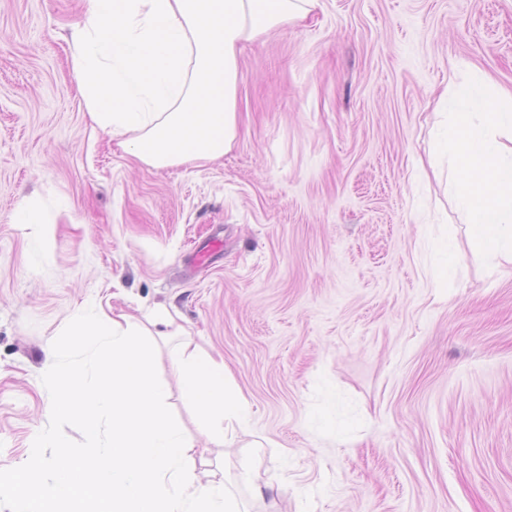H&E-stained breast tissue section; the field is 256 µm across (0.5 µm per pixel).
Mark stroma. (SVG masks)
<instances>
[{"instance_id": "35a3bbf8", "label": "stroma", "mask_w": 512, "mask_h": 512, "mask_svg": "<svg viewBox=\"0 0 512 512\" xmlns=\"http://www.w3.org/2000/svg\"><path fill=\"white\" fill-rule=\"evenodd\" d=\"M87 6L0 0V470L49 422L72 318L165 308L271 444L258 494L248 449L171 402L248 512H512V264L474 256L432 137L435 91L512 90V0H320L245 47L235 147L165 168L86 115Z\"/></svg>"}]
</instances>
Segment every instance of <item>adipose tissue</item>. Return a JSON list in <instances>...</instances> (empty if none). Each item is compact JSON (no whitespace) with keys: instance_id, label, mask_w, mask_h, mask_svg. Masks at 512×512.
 Masks as SVG:
<instances>
[{"instance_id":"obj_1","label":"adipose tissue","mask_w":512,"mask_h":512,"mask_svg":"<svg viewBox=\"0 0 512 512\" xmlns=\"http://www.w3.org/2000/svg\"><path fill=\"white\" fill-rule=\"evenodd\" d=\"M319 0H90L72 31V66L96 126L143 165L203 166L239 134L237 88L245 44L306 20ZM177 392L200 432L246 433L247 398L222 359L183 340L171 360Z\"/></svg>"}]
</instances>
